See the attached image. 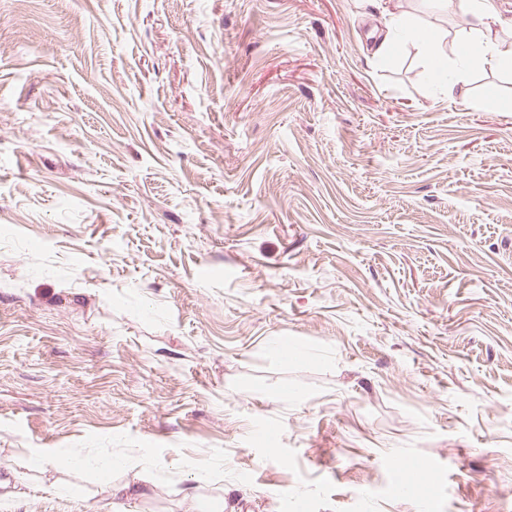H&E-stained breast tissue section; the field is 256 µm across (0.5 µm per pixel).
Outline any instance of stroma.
I'll return each mask as SVG.
<instances>
[{
  "mask_svg": "<svg viewBox=\"0 0 512 512\" xmlns=\"http://www.w3.org/2000/svg\"><path fill=\"white\" fill-rule=\"evenodd\" d=\"M386 3L0 0V512H512V69ZM402 18L394 27L387 30L386 34L377 44L374 49L373 56L375 59H382L394 53L397 46L406 34L410 35L412 40L418 42L421 46H432L437 44L438 49L430 66L431 81L437 86L441 87L449 95H452L456 87L462 84L460 78L461 73L475 63L485 65H512V48H503L499 43L494 40H484V47L475 52H467L463 49L462 43H454V49L462 50L465 55H458L455 51H451L455 57L456 71L448 76V67L444 66L442 61L447 60L448 57V43L447 46L441 41L440 34L429 33L426 28L420 27L418 24H413L410 21ZM499 44V45H498ZM145 483L142 473L140 471L135 472L131 479H127L125 482L113 484L112 480L109 483L110 494L112 500L120 502L122 499H127L134 494H144L143 489L145 486L141 485ZM137 491V493H136Z\"/></svg>",
  "mask_w": 512,
  "mask_h": 512,
  "instance_id": "35a3bbf8",
  "label": "stroma"
}]
</instances>
